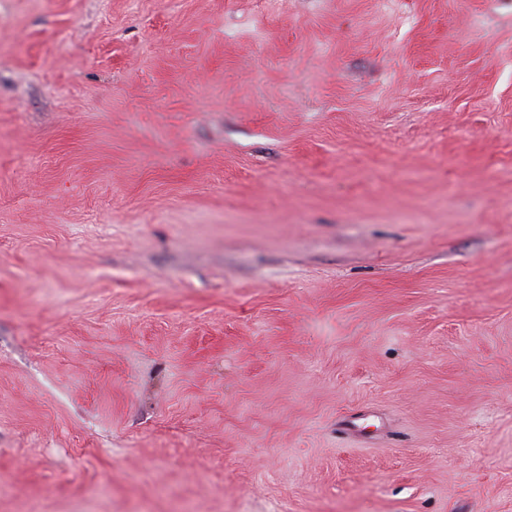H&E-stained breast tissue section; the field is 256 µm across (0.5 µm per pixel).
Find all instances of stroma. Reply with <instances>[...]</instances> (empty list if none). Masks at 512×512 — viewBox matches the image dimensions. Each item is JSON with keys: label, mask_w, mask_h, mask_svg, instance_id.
I'll return each mask as SVG.
<instances>
[{"label": "stroma", "mask_w": 512, "mask_h": 512, "mask_svg": "<svg viewBox=\"0 0 512 512\" xmlns=\"http://www.w3.org/2000/svg\"><path fill=\"white\" fill-rule=\"evenodd\" d=\"M512 512V0H0V512Z\"/></svg>", "instance_id": "35a3bbf8"}]
</instances>
